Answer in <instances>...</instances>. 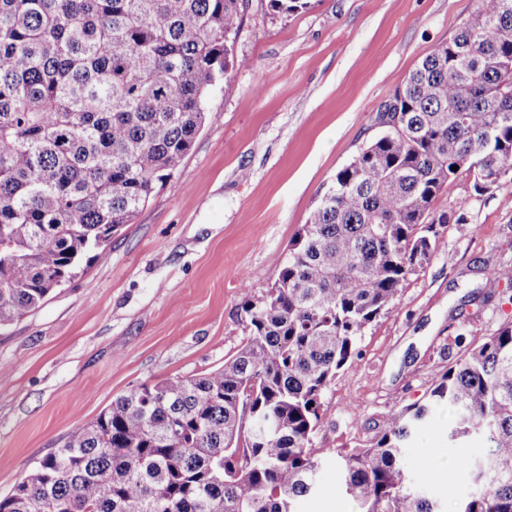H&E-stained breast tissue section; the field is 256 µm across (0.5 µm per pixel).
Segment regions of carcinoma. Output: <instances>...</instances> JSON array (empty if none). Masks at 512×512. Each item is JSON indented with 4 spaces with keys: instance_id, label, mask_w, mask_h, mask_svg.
<instances>
[{
    "instance_id": "1",
    "label": "carcinoma",
    "mask_w": 512,
    "mask_h": 512,
    "mask_svg": "<svg viewBox=\"0 0 512 512\" xmlns=\"http://www.w3.org/2000/svg\"><path fill=\"white\" fill-rule=\"evenodd\" d=\"M242 0H0V327L40 307L134 222L190 152L242 62ZM309 0H268L294 15ZM381 134L336 171L241 303L224 365L112 399L39 459L0 512H296L315 492L321 395L364 329L432 255V202L459 174H512V0H478L379 108ZM457 170H452V167ZM434 403L448 439L490 451L458 512H512V321L465 346L426 403L339 456L358 512H441L402 453Z\"/></svg>"
}]
</instances>
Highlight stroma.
Wrapping results in <instances>:
<instances>
[{
	"mask_svg": "<svg viewBox=\"0 0 512 512\" xmlns=\"http://www.w3.org/2000/svg\"><path fill=\"white\" fill-rule=\"evenodd\" d=\"M244 0L240 59L210 97L191 151L106 250L21 321L0 328V496L77 425L142 384L214 370L244 337V295L262 296L276 259L336 171L381 129L380 105L477 0H310L288 17ZM447 215L424 270L364 331L354 368L321 397L318 491L300 512H357L336 487L338 454L371 443L389 415L424 403L461 356L457 336L512 320L489 275L512 266V175L477 193L459 175L433 203ZM454 413L431 411L403 463L452 512L486 450L448 441Z\"/></svg>",
	"mask_w": 512,
	"mask_h": 512,
	"instance_id": "35a3bbf8",
	"label": "stroma"
}]
</instances>
